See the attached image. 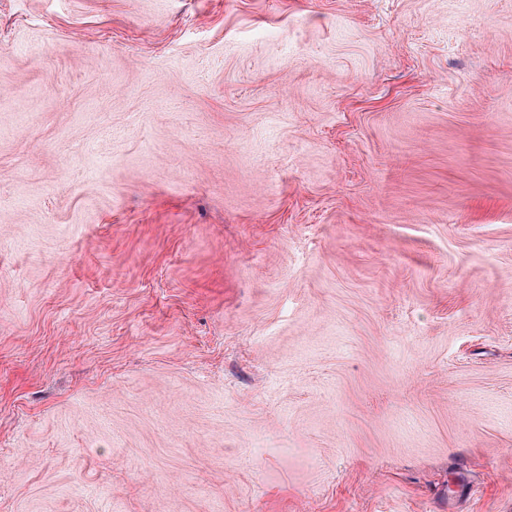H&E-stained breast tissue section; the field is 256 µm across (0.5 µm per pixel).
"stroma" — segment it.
I'll list each match as a JSON object with an SVG mask.
<instances>
[{"label":"stroma","instance_id":"stroma-1","mask_svg":"<svg viewBox=\"0 0 512 512\" xmlns=\"http://www.w3.org/2000/svg\"><path fill=\"white\" fill-rule=\"evenodd\" d=\"M0 512H512V0H0Z\"/></svg>","mask_w":512,"mask_h":512}]
</instances>
